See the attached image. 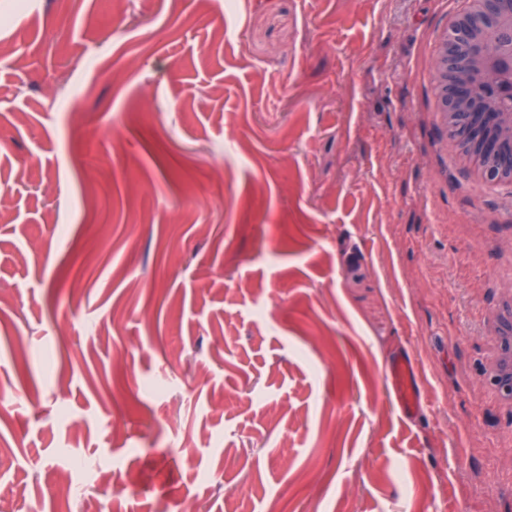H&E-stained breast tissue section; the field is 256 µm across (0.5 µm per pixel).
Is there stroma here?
<instances>
[{
  "mask_svg": "<svg viewBox=\"0 0 512 512\" xmlns=\"http://www.w3.org/2000/svg\"><path fill=\"white\" fill-rule=\"evenodd\" d=\"M464 4L0 0V512H512V185L430 117ZM496 312L485 326L493 340L485 362V376L490 389L505 407H512V291L497 296ZM389 392L400 412L413 419L424 410L423 382L415 359L407 352L392 356L385 366Z\"/></svg>",
  "mask_w": 512,
  "mask_h": 512,
  "instance_id": "obj_1",
  "label": "stroma"
}]
</instances>
